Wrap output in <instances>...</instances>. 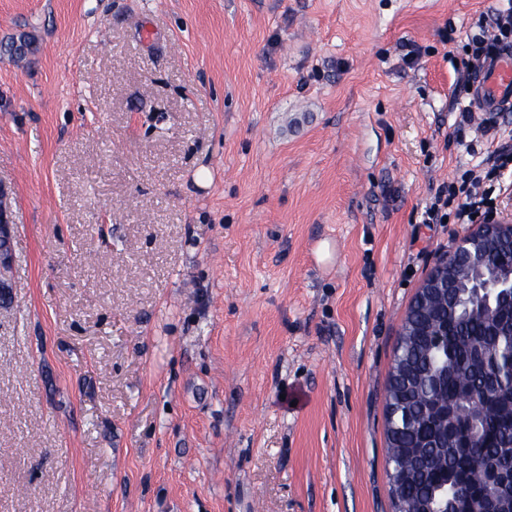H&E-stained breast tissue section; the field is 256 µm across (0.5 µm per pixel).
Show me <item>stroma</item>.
<instances>
[{
    "instance_id": "1",
    "label": "stroma",
    "mask_w": 512,
    "mask_h": 512,
    "mask_svg": "<svg viewBox=\"0 0 512 512\" xmlns=\"http://www.w3.org/2000/svg\"><path fill=\"white\" fill-rule=\"evenodd\" d=\"M510 7L0 0V512H393L398 334L469 230L421 213L512 144L452 108Z\"/></svg>"
}]
</instances>
